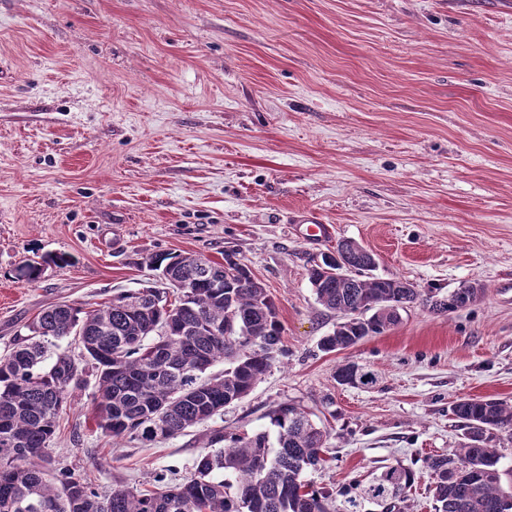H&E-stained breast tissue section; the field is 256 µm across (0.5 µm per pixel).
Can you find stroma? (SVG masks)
Here are the masks:
<instances>
[{"label": "stroma", "mask_w": 512, "mask_h": 512, "mask_svg": "<svg viewBox=\"0 0 512 512\" xmlns=\"http://www.w3.org/2000/svg\"><path fill=\"white\" fill-rule=\"evenodd\" d=\"M302 209L332 238L307 240ZM342 240L378 276L482 293L322 352L338 317L308 274ZM228 250L278 308L279 362L151 443L113 445L83 390L48 467L102 494L181 483L211 430L268 429L290 402L330 431L315 488L398 462L412 512H434L424 465L461 440L451 405L512 403V0H0V351L50 304L150 285L143 257ZM48 255L68 262L17 279ZM348 361L375 384L339 385Z\"/></svg>", "instance_id": "stroma-1"}]
</instances>
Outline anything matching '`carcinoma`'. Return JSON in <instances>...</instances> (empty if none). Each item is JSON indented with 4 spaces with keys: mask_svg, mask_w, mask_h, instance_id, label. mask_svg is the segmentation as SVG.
Instances as JSON below:
<instances>
[{
    "mask_svg": "<svg viewBox=\"0 0 512 512\" xmlns=\"http://www.w3.org/2000/svg\"><path fill=\"white\" fill-rule=\"evenodd\" d=\"M353 273L338 279L327 261L309 269V283L326 310L351 313L322 337L331 353L398 325L401 312L420 304L434 314L473 303L482 289L463 286L444 295L406 281L372 274L374 255L340 241ZM234 250L224 262L200 255L159 253L144 263L168 281L121 294L86 310L67 301L44 308L0 353V512H404L414 473L400 463L382 467L352 495L335 502L305 475L324 462L330 432L309 413L283 403L269 414L274 434L214 429L208 451L184 483L153 489L116 487L100 495L71 468H47L40 460L74 392L95 376L92 414L112 441L155 442L176 437L247 396L281 353L282 327L265 285ZM67 263L50 256L20 266V279L37 282L42 264ZM67 347H61L62 341ZM78 344L85 367L71 355ZM224 371L203 374L216 362ZM341 385L369 386L374 374L354 363L338 367ZM451 413L464 430L459 448L432 457L435 512H512V470L499 467L500 444L512 441V404L461 399Z\"/></svg>",
    "mask_w": 512,
    "mask_h": 512,
    "instance_id": "obj_1",
    "label": "carcinoma"
}]
</instances>
